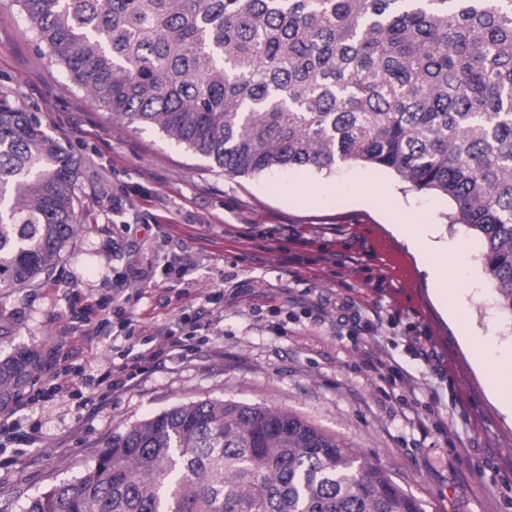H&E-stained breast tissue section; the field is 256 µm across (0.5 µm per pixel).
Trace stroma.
<instances>
[{"label": "stroma", "mask_w": 512, "mask_h": 512, "mask_svg": "<svg viewBox=\"0 0 512 512\" xmlns=\"http://www.w3.org/2000/svg\"><path fill=\"white\" fill-rule=\"evenodd\" d=\"M0 94L80 158L82 190L81 229L51 280L0 289V357L27 346L43 358L0 412V512L75 481L128 425L202 399L306 418L425 512H512V376L484 369L512 357V321L444 196L353 163L213 171L74 88L14 0H0ZM401 221L447 248L449 308L393 232ZM119 293L138 329L186 319L208 340L147 362L124 390L85 389L81 367L110 358L121 333ZM53 381L63 391L44 400Z\"/></svg>", "instance_id": "1"}]
</instances>
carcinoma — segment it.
Returning <instances> with one entry per match:
<instances>
[{
  "mask_svg": "<svg viewBox=\"0 0 512 512\" xmlns=\"http://www.w3.org/2000/svg\"><path fill=\"white\" fill-rule=\"evenodd\" d=\"M49 62L133 129L233 177L393 170L455 204L512 318V0H14ZM79 161L0 96V288L79 231ZM41 367L0 358V411ZM23 512H424L334 434L205 399L112 436Z\"/></svg>",
  "mask_w": 512,
  "mask_h": 512,
  "instance_id": "obj_1",
  "label": "carcinoma"
}]
</instances>
